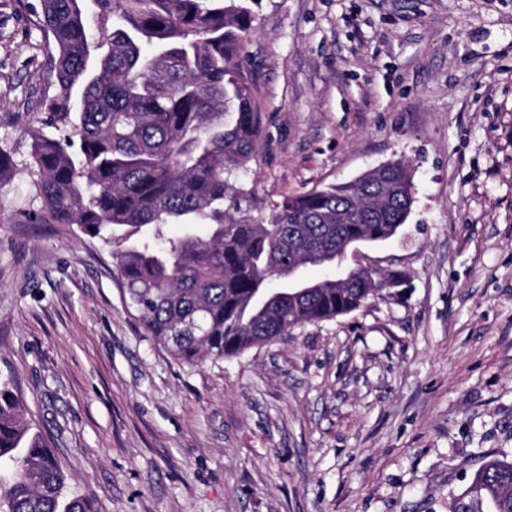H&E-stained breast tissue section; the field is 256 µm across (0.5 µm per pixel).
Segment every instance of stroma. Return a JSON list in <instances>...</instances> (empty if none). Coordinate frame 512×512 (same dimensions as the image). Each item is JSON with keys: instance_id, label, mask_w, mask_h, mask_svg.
<instances>
[{"instance_id": "1", "label": "stroma", "mask_w": 512, "mask_h": 512, "mask_svg": "<svg viewBox=\"0 0 512 512\" xmlns=\"http://www.w3.org/2000/svg\"><path fill=\"white\" fill-rule=\"evenodd\" d=\"M39 0H0V374L101 512H448L512 459V0H253V215L393 160L400 275L240 356L176 361L126 310L112 247L32 224L26 168L55 71Z\"/></svg>"}]
</instances>
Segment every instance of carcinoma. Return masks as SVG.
<instances>
[{
    "label": "carcinoma",
    "mask_w": 512,
    "mask_h": 512,
    "mask_svg": "<svg viewBox=\"0 0 512 512\" xmlns=\"http://www.w3.org/2000/svg\"><path fill=\"white\" fill-rule=\"evenodd\" d=\"M56 84L33 108L65 135L32 132L35 224H75L113 245L126 308L175 360L197 366L348 314L395 282L354 268L288 287V267L336 268L396 236L412 175L383 172L285 196L260 220L242 206L260 136L243 48L248 0H40ZM112 21L94 37L91 23ZM0 147V186L13 176ZM170 224L180 234L165 235ZM450 512H512V461L482 464ZM0 512H100L69 490L47 441L0 377Z\"/></svg>",
    "instance_id": "obj_1"
}]
</instances>
